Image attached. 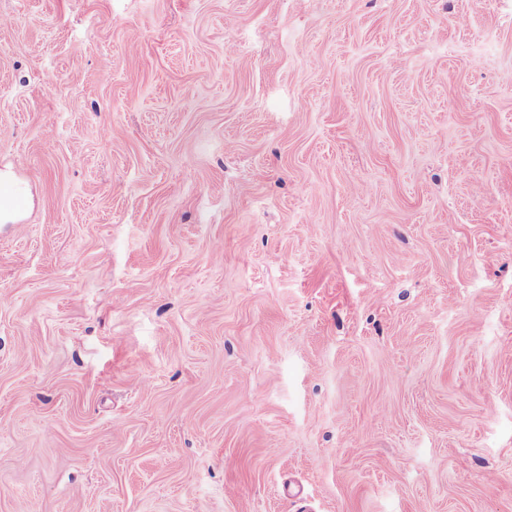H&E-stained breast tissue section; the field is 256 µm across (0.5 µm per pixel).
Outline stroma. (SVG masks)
<instances>
[{
  "label": "stroma",
  "instance_id": "stroma-1",
  "mask_svg": "<svg viewBox=\"0 0 512 512\" xmlns=\"http://www.w3.org/2000/svg\"><path fill=\"white\" fill-rule=\"evenodd\" d=\"M0 16V512H512V0Z\"/></svg>",
  "mask_w": 512,
  "mask_h": 512
}]
</instances>
